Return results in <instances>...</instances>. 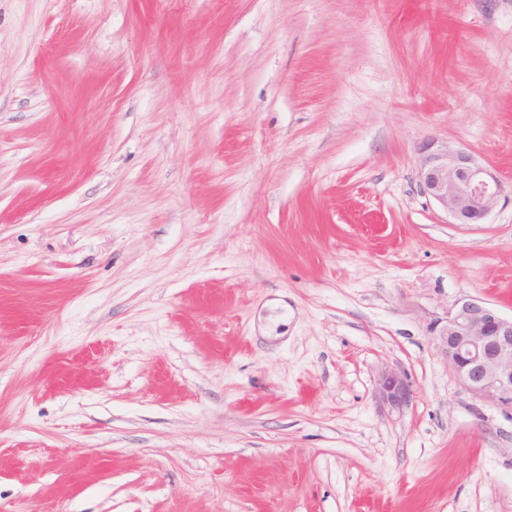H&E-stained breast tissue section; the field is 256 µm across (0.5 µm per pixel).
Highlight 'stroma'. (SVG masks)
I'll return each mask as SVG.
<instances>
[{"instance_id":"stroma-1","label":"stroma","mask_w":512,"mask_h":512,"mask_svg":"<svg viewBox=\"0 0 512 512\" xmlns=\"http://www.w3.org/2000/svg\"><path fill=\"white\" fill-rule=\"evenodd\" d=\"M428 140L512 185V0H0V512H512ZM378 397L392 408L407 406L412 398L411 386L406 377L395 370H384L378 379Z\"/></svg>"}]
</instances>
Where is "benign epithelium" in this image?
<instances>
[{
  "label": "benign epithelium",
  "instance_id": "7a95c632",
  "mask_svg": "<svg viewBox=\"0 0 512 512\" xmlns=\"http://www.w3.org/2000/svg\"><path fill=\"white\" fill-rule=\"evenodd\" d=\"M422 191L452 224H483L505 195L504 184L468 152L430 142L420 149ZM438 348L457 381L480 402L512 411V317L479 298H465L434 327ZM378 397L392 408L412 398L406 377L385 370Z\"/></svg>",
  "mask_w": 512,
  "mask_h": 512
}]
</instances>
